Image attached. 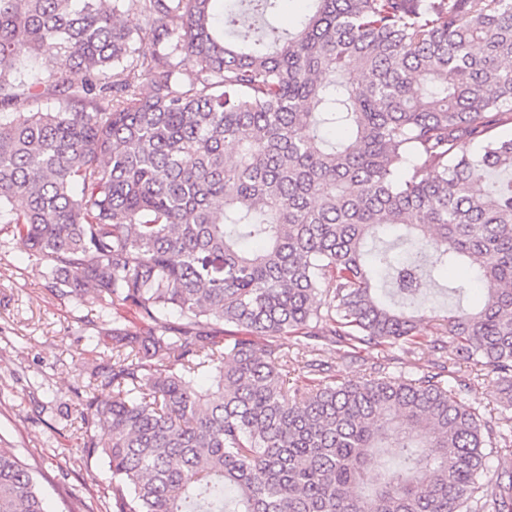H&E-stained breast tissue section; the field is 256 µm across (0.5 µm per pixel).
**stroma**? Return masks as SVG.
Segmentation results:
<instances>
[{
  "mask_svg": "<svg viewBox=\"0 0 512 512\" xmlns=\"http://www.w3.org/2000/svg\"><path fill=\"white\" fill-rule=\"evenodd\" d=\"M43 267L11 232L0 233V444L17 449L44 473L48 512H114L112 474L103 458L88 457L76 392L100 393L101 373L112 362V339L94 325L99 306L57 297ZM321 358L342 380L360 381L374 367L420 376L439 356L370 348L358 358H340L326 345ZM454 377L472 379L469 400L486 418H500L495 375L455 365Z\"/></svg>",
  "mask_w": 512,
  "mask_h": 512,
  "instance_id": "35a3bbf8",
  "label": "stroma"
}]
</instances>
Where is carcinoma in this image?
Segmentation results:
<instances>
[{"mask_svg": "<svg viewBox=\"0 0 512 512\" xmlns=\"http://www.w3.org/2000/svg\"><path fill=\"white\" fill-rule=\"evenodd\" d=\"M233 2L256 39L225 42L223 0H0V224L52 293L146 325H112L83 447L119 512H512V476L483 482L512 435L447 362L351 382L313 358L290 388L276 343L442 349L390 227L461 270L448 294L490 285L434 320L512 409V136L489 135L512 124V0H312L288 33L280 0ZM22 48L51 63L31 83ZM39 476L0 446V512H45Z\"/></svg>", "mask_w": 512, "mask_h": 512, "instance_id": "1", "label": "carcinoma"}]
</instances>
